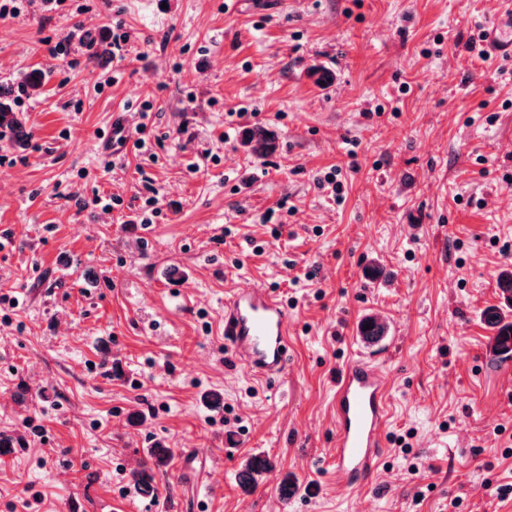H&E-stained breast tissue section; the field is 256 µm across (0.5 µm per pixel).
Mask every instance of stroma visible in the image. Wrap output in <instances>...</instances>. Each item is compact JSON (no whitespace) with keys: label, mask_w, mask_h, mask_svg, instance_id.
<instances>
[{"label":"stroma","mask_w":512,"mask_h":512,"mask_svg":"<svg viewBox=\"0 0 512 512\" xmlns=\"http://www.w3.org/2000/svg\"><path fill=\"white\" fill-rule=\"evenodd\" d=\"M495 10L32 0L0 18L24 129H0V512H512V361L491 363L480 320L512 267V61L468 50ZM257 130L273 153L245 144ZM333 167L338 201L316 184ZM151 187L162 214L137 223ZM244 285L288 308L278 378L224 345ZM368 316L389 327L376 346ZM353 360L386 374L390 416L348 486L331 400ZM158 445L146 497L129 474ZM258 454L273 467L243 491Z\"/></svg>","instance_id":"obj_1"}]
</instances>
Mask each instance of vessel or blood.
<instances>
[{"instance_id":"b4317fda","label":"vessel or blood","mask_w":512,"mask_h":512,"mask_svg":"<svg viewBox=\"0 0 512 512\" xmlns=\"http://www.w3.org/2000/svg\"><path fill=\"white\" fill-rule=\"evenodd\" d=\"M493 51L512 56V0H499L488 32ZM224 341L252 371L270 377L286 366L288 310L270 291L243 287L224 305ZM382 373L370 363L349 364L336 383V448L332 464L338 477L362 480L373 468L388 418Z\"/></svg>"}]
</instances>
